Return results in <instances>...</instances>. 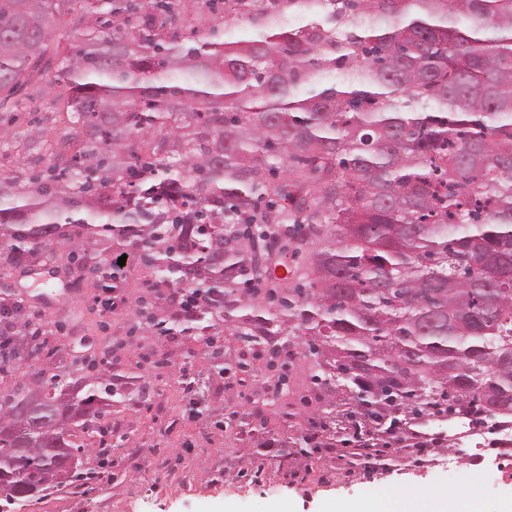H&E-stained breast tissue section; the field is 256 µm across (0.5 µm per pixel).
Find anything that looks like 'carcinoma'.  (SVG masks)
Here are the masks:
<instances>
[{"label":"carcinoma","mask_w":512,"mask_h":512,"mask_svg":"<svg viewBox=\"0 0 512 512\" xmlns=\"http://www.w3.org/2000/svg\"><path fill=\"white\" fill-rule=\"evenodd\" d=\"M251 35L185 32L175 0H0V109L47 51L61 9L88 19L63 76L74 151L23 189L0 177V261L55 246L115 289L99 248L129 245L153 287L182 293L145 326L222 322L266 367L306 336L315 381L381 426L400 405L452 400L512 416V0H205ZM303 19L297 27L286 14ZM321 71L346 77L319 87ZM300 259L280 288L255 248ZM270 283L264 297L256 285ZM40 360L27 334L12 351ZM72 403L0 394L7 499L59 487L44 449L87 436L118 396L81 377Z\"/></svg>","instance_id":"carcinoma-1"}]
</instances>
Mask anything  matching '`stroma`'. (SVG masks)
<instances>
[{
  "instance_id": "35a3bbf8",
  "label": "stroma",
  "mask_w": 512,
  "mask_h": 512,
  "mask_svg": "<svg viewBox=\"0 0 512 512\" xmlns=\"http://www.w3.org/2000/svg\"><path fill=\"white\" fill-rule=\"evenodd\" d=\"M82 12L57 18L47 53L10 98L0 118V175L25 183L33 171L27 142L40 146V164L65 160L71 151L69 86L60 63L71 35L84 29ZM67 250L51 257L39 279L0 267V286L21 308L0 316L19 331L29 311L46 326L41 361L24 367L30 376L76 375L75 357H109L112 385L122 393L106 422L125 439L120 446L91 448L80 470L85 482L30 499L24 512H355L364 502L415 500L430 493L452 495L458 487L449 460L474 465L493 447L495 426L478 417L479 431L460 426L456 414H418L404 407L392 430L355 416L348 388L317 385L316 358L303 338L288 339V387L267 393L274 372L257 352L220 330L224 373L202 336H162L144 329L135 315L141 301L157 315L175 313L169 288L153 287L148 268L128 255L118 310L104 309L92 279L66 288L60 268ZM19 373V374H22ZM19 374H0V392ZM326 429L313 433L312 423ZM312 439V455L282 459L284 447ZM473 496L484 512H512V465L492 470Z\"/></svg>"
}]
</instances>
